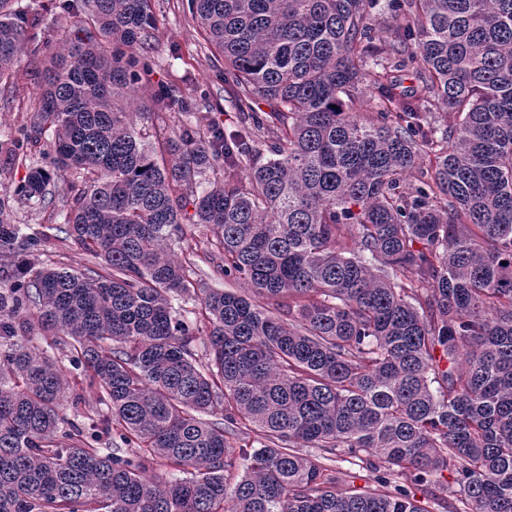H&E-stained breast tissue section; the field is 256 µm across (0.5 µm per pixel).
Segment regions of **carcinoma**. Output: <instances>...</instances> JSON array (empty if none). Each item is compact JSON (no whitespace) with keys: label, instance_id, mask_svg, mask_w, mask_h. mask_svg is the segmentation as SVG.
I'll return each mask as SVG.
<instances>
[{"label":"carcinoma","instance_id":"carcinoma-1","mask_svg":"<svg viewBox=\"0 0 512 512\" xmlns=\"http://www.w3.org/2000/svg\"><path fill=\"white\" fill-rule=\"evenodd\" d=\"M187 6L247 114L230 130L204 94L138 105L152 0H55L71 29L10 138L27 176L0 193V512H428L391 477L444 470L468 512H512V0ZM34 21L0 0L6 99ZM135 112L182 122L154 147ZM259 140L270 158L238 174ZM32 200L56 233L15 224ZM186 217L251 291L205 288L193 320L173 301L198 266L167 253ZM63 242L93 265L46 264ZM88 395L95 415L63 412ZM244 428L259 447L231 445ZM340 457L377 486L337 489ZM157 460L183 476H146Z\"/></svg>","mask_w":512,"mask_h":512}]
</instances>
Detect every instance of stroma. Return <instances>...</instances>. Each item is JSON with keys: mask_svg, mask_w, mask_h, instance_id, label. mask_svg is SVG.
I'll list each match as a JSON object with an SVG mask.
<instances>
[{"mask_svg": "<svg viewBox=\"0 0 512 512\" xmlns=\"http://www.w3.org/2000/svg\"><path fill=\"white\" fill-rule=\"evenodd\" d=\"M40 19L28 28L30 44H57L65 34L66 22L53 8L51 0H22ZM157 29L148 50L154 65L149 80L138 86L142 102H149L158 86L164 85L186 96L207 93L216 106L214 120L224 128L236 125L239 113L231 102L224 82V58L204 46L187 0H154ZM454 473L446 471L427 485L414 483L408 476L395 478L396 485L423 501L430 512H458V501L449 499L448 489L455 483Z\"/></svg>", "mask_w": 512, "mask_h": 512, "instance_id": "stroma-1", "label": "stroma"}]
</instances>
